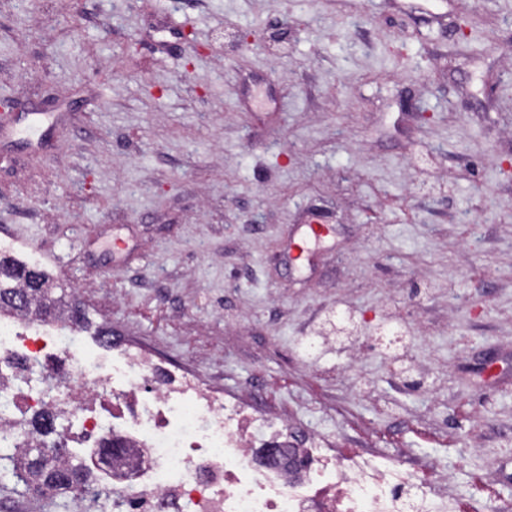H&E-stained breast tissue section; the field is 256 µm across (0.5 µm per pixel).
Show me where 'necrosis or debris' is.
I'll use <instances>...</instances> for the list:
<instances>
[{
	"instance_id": "obj_1",
	"label": "necrosis or debris",
	"mask_w": 512,
	"mask_h": 512,
	"mask_svg": "<svg viewBox=\"0 0 512 512\" xmlns=\"http://www.w3.org/2000/svg\"><path fill=\"white\" fill-rule=\"evenodd\" d=\"M0 428L28 447L76 448L92 482L74 492L77 512H454L434 471L382 462L309 436L252 405L221 400L195 375L140 353L94 350L50 322L0 314ZM64 420L53 438L41 416ZM281 443L303 479L268 462Z\"/></svg>"
}]
</instances>
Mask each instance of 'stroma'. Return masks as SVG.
<instances>
[{"label": "stroma", "instance_id": "obj_1", "mask_svg": "<svg viewBox=\"0 0 512 512\" xmlns=\"http://www.w3.org/2000/svg\"><path fill=\"white\" fill-rule=\"evenodd\" d=\"M4 103L1 249L512 512V0H0Z\"/></svg>", "mask_w": 512, "mask_h": 512}]
</instances>
